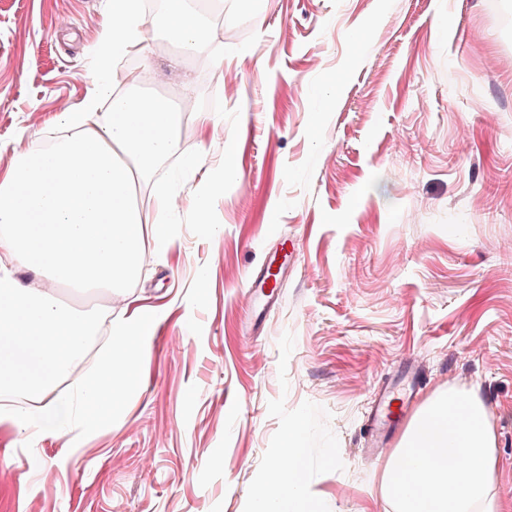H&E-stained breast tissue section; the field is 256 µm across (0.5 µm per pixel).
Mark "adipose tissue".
Returning <instances> with one entry per match:
<instances>
[{
  "label": "adipose tissue",
  "mask_w": 512,
  "mask_h": 512,
  "mask_svg": "<svg viewBox=\"0 0 512 512\" xmlns=\"http://www.w3.org/2000/svg\"><path fill=\"white\" fill-rule=\"evenodd\" d=\"M165 35L181 58L213 48L208 21L195 0H163ZM151 20L143 0H109L96 50L97 76L81 111L60 116L63 137L47 151L18 156L0 177V394H26L34 407L2 408L24 431L61 437L75 420L111 423L138 386L135 361L158 315L142 310L118 321L96 365L72 391L56 381L77 364L96 333L97 317L64 308L60 284L122 288L143 267L141 244L171 243L175 202L161 195L151 214L135 203V187L153 178L180 151L183 109L159 96L117 94L108 74L118 59L147 52ZM236 147L209 185L190 198L197 223L207 224L225 180L238 177ZM36 272L23 284L16 271ZM303 423L290 426L281 455L285 470L269 468L255 512H317L301 469ZM496 422L474 391L438 393L415 412L381 475L392 512H512L499 496Z\"/></svg>",
  "instance_id": "1"
}]
</instances>
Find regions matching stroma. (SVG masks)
<instances>
[{
  "label": "stroma",
  "mask_w": 512,
  "mask_h": 512,
  "mask_svg": "<svg viewBox=\"0 0 512 512\" xmlns=\"http://www.w3.org/2000/svg\"><path fill=\"white\" fill-rule=\"evenodd\" d=\"M252 4L224 17V67L239 75L227 95L209 56L172 69L175 48L149 34L143 89L174 97L191 80L212 119L141 183L140 208L162 186L191 196L184 159L215 170L228 141L241 176L210 225L186 207L170 248L146 243L128 288L60 286L69 308L160 320L113 424L65 442L0 422V512H253L297 422L318 512H391L363 422L412 359L423 397L472 389L496 414L497 489L512 501V0ZM107 8L0 0V175L90 92ZM339 69L349 80L326 100ZM286 239L299 255L243 335L248 276Z\"/></svg>",
  "instance_id": "obj_1"
}]
</instances>
